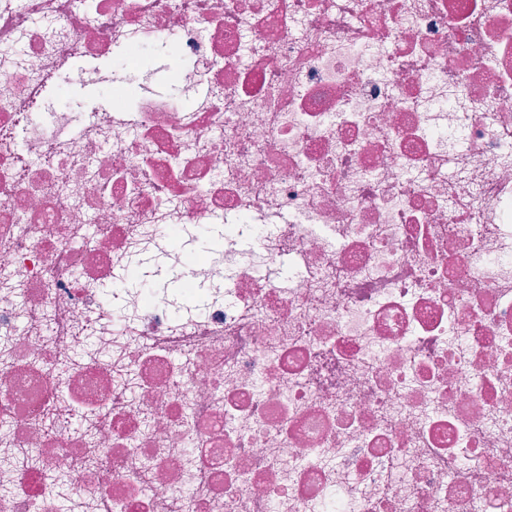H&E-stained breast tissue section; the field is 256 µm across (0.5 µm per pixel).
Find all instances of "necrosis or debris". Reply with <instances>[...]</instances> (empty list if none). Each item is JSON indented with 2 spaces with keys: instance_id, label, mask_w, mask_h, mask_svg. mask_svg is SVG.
I'll use <instances>...</instances> for the list:
<instances>
[{
  "instance_id": "4bbe7bcc",
  "label": "necrosis or debris",
  "mask_w": 512,
  "mask_h": 512,
  "mask_svg": "<svg viewBox=\"0 0 512 512\" xmlns=\"http://www.w3.org/2000/svg\"><path fill=\"white\" fill-rule=\"evenodd\" d=\"M0 424V512H512V0H0Z\"/></svg>"
}]
</instances>
